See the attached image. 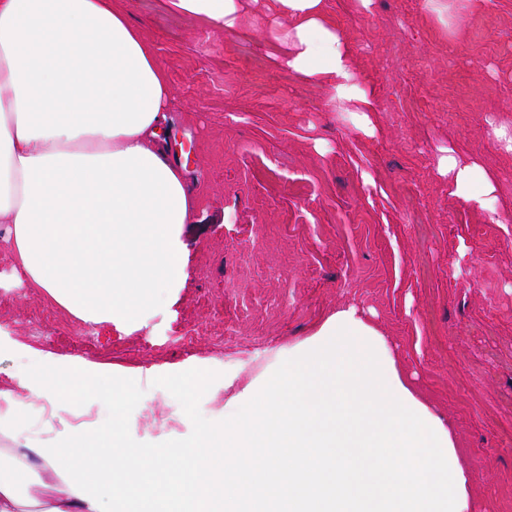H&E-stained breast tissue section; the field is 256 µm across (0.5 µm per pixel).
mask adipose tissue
Here are the masks:
<instances>
[{"label": "adipose tissue", "instance_id": "1", "mask_svg": "<svg viewBox=\"0 0 512 512\" xmlns=\"http://www.w3.org/2000/svg\"><path fill=\"white\" fill-rule=\"evenodd\" d=\"M269 42L288 70L334 99L370 96L325 0H265ZM234 29L244 0H169ZM165 66L112 0H0V224L34 287L86 322L146 325L161 292L181 287V233L196 199L159 135L170 126ZM452 196L494 212L495 187L474 162L441 160ZM93 376L80 364L21 371L54 398ZM14 407L0 430L23 445L0 455V512H473L456 438L355 306L336 310L199 431L192 454L130 457L117 438L72 431L28 439ZM107 449L111 468L87 454ZM185 469L172 487L136 493L127 468Z\"/></svg>", "mask_w": 512, "mask_h": 512}]
</instances>
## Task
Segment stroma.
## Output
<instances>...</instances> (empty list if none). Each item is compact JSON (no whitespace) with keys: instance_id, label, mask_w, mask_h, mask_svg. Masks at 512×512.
Here are the masks:
<instances>
[{"instance_id":"obj_1","label":"stroma","mask_w":512,"mask_h":512,"mask_svg":"<svg viewBox=\"0 0 512 512\" xmlns=\"http://www.w3.org/2000/svg\"><path fill=\"white\" fill-rule=\"evenodd\" d=\"M326 0L372 94L352 105L289 71L267 42L262 0L235 32L112 0L164 62L173 153L200 206L183 229L186 279L146 327L82 322L0 265V391L29 404L16 373L41 356L136 378L140 400L74 391L103 410L96 434L133 447L190 444L225 402L338 307L362 310L418 393L446 419L472 474L473 512H512V0ZM479 164L496 210L453 197L446 154ZM52 314L44 332L31 319ZM232 386H225V376Z\"/></svg>"}]
</instances>
